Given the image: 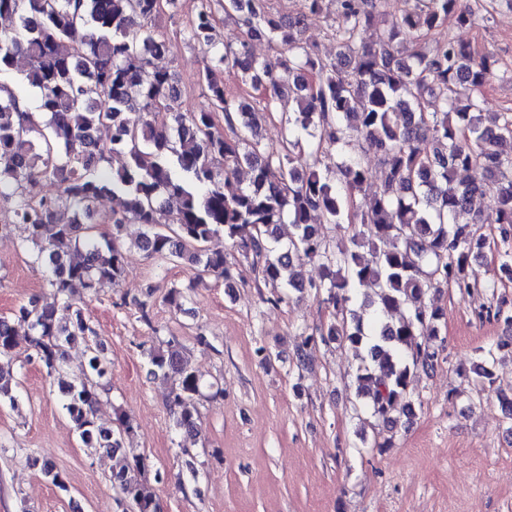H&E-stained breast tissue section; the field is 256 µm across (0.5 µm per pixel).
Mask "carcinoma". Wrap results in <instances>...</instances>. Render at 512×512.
<instances>
[{
    "label": "carcinoma",
    "instance_id": "cac0c4a2",
    "mask_svg": "<svg viewBox=\"0 0 512 512\" xmlns=\"http://www.w3.org/2000/svg\"><path fill=\"white\" fill-rule=\"evenodd\" d=\"M325 2L303 0L304 12L287 20L265 0H220L224 14H237L243 24L239 43L220 48L212 35L213 0H200L187 34L204 52L198 80L211 105L185 113L173 111L180 97L175 78L153 66L167 50L155 21L175 0H0V18L15 20L0 28V76L14 69L17 57L29 59L16 87L0 83V201L24 225V248L33 263L47 268L53 295L50 303L31 299L14 318L32 332L28 359L49 375L59 372L70 344L87 345L90 374L60 391L89 453H129L131 427L121 414L115 426L94 420L111 368L75 293L119 285L127 224L144 228L134 245L148 258L215 274L228 288L237 286L232 265L224 250L212 247L221 236L264 283L326 296L338 317L306 338L297 362L305 365L319 341L350 344L359 360L357 394L389 428L410 411L414 371L428 372L438 360L443 310L428 303L431 289L445 285L463 297L477 296L479 319L512 326V303L488 298L491 284L473 269L487 247L475 229L474 198L490 201L502 239L512 238V115L492 126L483 122L490 55L451 33L426 48L436 31L480 28L487 13L461 0H404L399 13L377 27L384 0H334L329 34L336 56L325 61L301 38L305 18L322 14ZM371 28L373 39L363 41ZM258 41L273 55L255 56ZM223 71L262 92L261 103L227 95L217 78ZM27 89L38 95L34 112L21 109L19 92ZM285 93L298 110L282 116L288 137L281 149L269 150L258 138L260 119ZM161 110L171 113L170 122L152 118ZM102 126L111 131L112 150L126 156L112 172L104 167L103 150L87 142L89 132ZM355 142L379 156L382 173L380 190L362 209L353 200L371 172L345 156ZM333 149L334 171L323 164ZM244 166L253 173L251 186L225 193L222 184ZM460 170L479 177L457 183ZM42 181L57 183L59 193L39 194ZM103 196L117 203L110 238L92 223ZM166 196L178 206L167 207ZM62 207L72 211L67 222L57 219ZM314 214L326 224L345 218L359 225L351 246L332 249L321 225L311 222ZM286 223L294 232L283 245L279 226ZM364 247L372 253L368 262L360 253ZM71 253L78 258L70 259ZM307 261L320 263V280L304 277ZM356 286L372 287L375 298L351 308L349 292ZM58 304L72 310L65 323L56 317ZM12 319L0 316V402L13 407ZM505 348L512 349L511 340L484 351L474 368L480 383L491 380L490 367ZM148 358L150 375L174 383V426L197 435L200 380L183 346L169 340L149 349ZM33 465L66 488L49 460L36 458ZM144 471L137 458L112 470L110 481L117 501L134 512H157Z\"/></svg>",
    "mask_w": 512,
    "mask_h": 512
}]
</instances>
